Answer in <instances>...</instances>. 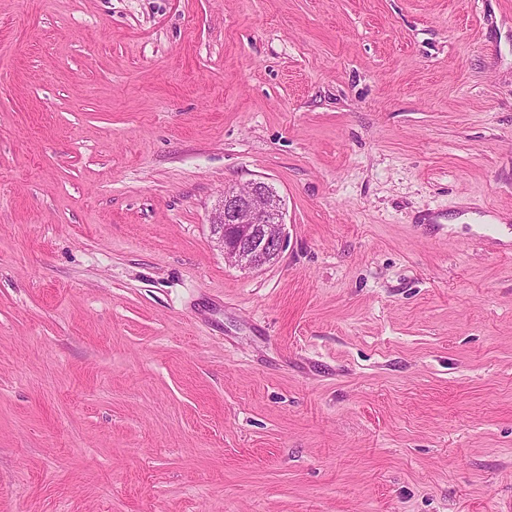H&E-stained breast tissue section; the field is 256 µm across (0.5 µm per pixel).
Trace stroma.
Listing matches in <instances>:
<instances>
[{"instance_id": "obj_1", "label": "stroma", "mask_w": 512, "mask_h": 512, "mask_svg": "<svg viewBox=\"0 0 512 512\" xmlns=\"http://www.w3.org/2000/svg\"><path fill=\"white\" fill-rule=\"evenodd\" d=\"M0 512H512V0H0ZM262 181L229 189L211 221L225 264L255 270L273 262L285 240L280 197Z\"/></svg>"}]
</instances>
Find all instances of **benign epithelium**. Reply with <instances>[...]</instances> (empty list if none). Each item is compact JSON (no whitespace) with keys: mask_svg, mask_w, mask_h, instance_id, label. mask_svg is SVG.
<instances>
[{"mask_svg":"<svg viewBox=\"0 0 512 512\" xmlns=\"http://www.w3.org/2000/svg\"><path fill=\"white\" fill-rule=\"evenodd\" d=\"M211 230L224 253V263L255 270L273 262L285 240L280 197L262 181L229 189L212 219Z\"/></svg>","mask_w":512,"mask_h":512,"instance_id":"7a95c632","label":"benign epithelium"}]
</instances>
